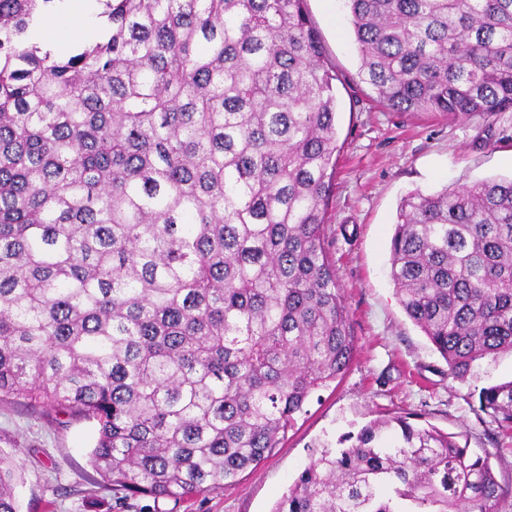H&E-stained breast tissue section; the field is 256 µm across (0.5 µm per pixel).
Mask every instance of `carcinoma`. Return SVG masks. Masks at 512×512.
Returning <instances> with one entry per match:
<instances>
[{
  "label": "carcinoma",
  "mask_w": 512,
  "mask_h": 512,
  "mask_svg": "<svg viewBox=\"0 0 512 512\" xmlns=\"http://www.w3.org/2000/svg\"><path fill=\"white\" fill-rule=\"evenodd\" d=\"M0 0V397L94 422L124 498L232 484L356 342L325 247L336 73L306 0H102L106 36L28 39ZM398 112L512 111V0H341ZM390 276L462 379L512 352V178L400 203ZM479 410L512 431V381ZM415 415L326 448L274 512H493L488 458ZM0 452V512H19Z\"/></svg>",
  "instance_id": "obj_1"
}]
</instances>
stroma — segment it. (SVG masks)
I'll return each mask as SVG.
<instances>
[{"mask_svg":"<svg viewBox=\"0 0 512 512\" xmlns=\"http://www.w3.org/2000/svg\"><path fill=\"white\" fill-rule=\"evenodd\" d=\"M337 75L336 174L326 250L350 311L355 358L342 379L315 392L278 448L239 482L179 502L116 499L89 461L93 422L25 400H0V452L15 456L19 512H272L323 448L384 416L417 413L460 446L490 453L512 486V438L481 412L480 390L512 380V353L475 362L455 379L401 307L389 245L402 199L489 178L512 177V112L454 118L396 112L358 77L359 56L340 0H306Z\"/></svg>","mask_w":512,"mask_h":512,"instance_id":"1","label":"stroma"}]
</instances>
